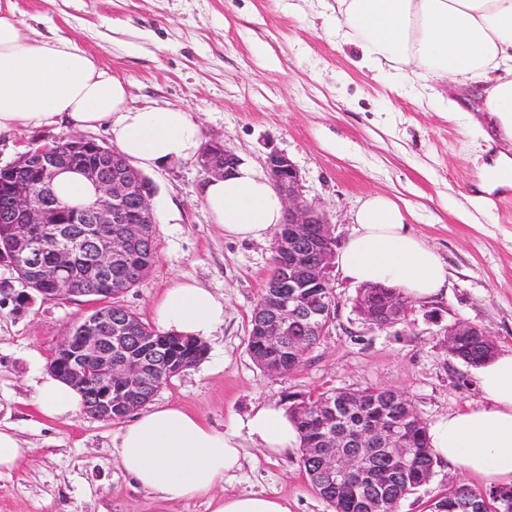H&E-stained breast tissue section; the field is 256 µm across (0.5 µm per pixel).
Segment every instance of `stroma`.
Segmentation results:
<instances>
[{"mask_svg":"<svg viewBox=\"0 0 512 512\" xmlns=\"http://www.w3.org/2000/svg\"><path fill=\"white\" fill-rule=\"evenodd\" d=\"M10 2L35 37L70 40L128 80L131 106L191 112L204 140L224 141L259 168L269 153H285L305 197L326 211L336 243L350 235L361 201L380 193L407 209L413 231L448 269L447 294L410 303L405 319L386 329L358 316L357 285L334 271L333 321L297 370L270 378L254 365L247 338L271 271L272 239L224 237L201 200L207 175L198 158L146 170L155 187L156 262L118 304L153 322L155 304L177 277L224 301L206 357L164 384L153 404L185 408L219 430L262 403L331 389L403 391L427 423L482 404L474 367L448 355L443 333L468 322L487 331L497 351L512 350V191L471 211L477 163L492 152L438 107L450 97L475 111L479 87L445 80L412 88L374 77L359 66V49L337 35L335 0ZM70 132L53 124L1 134L0 166ZM101 305L75 295L0 307V427L11 426L30 451L0 473V512H212L204 499L158 505L122 471L123 422L85 412L49 419L33 405L60 336ZM453 482L478 485L438 464L398 512H430ZM216 492L283 498L290 512H332L299 454L273 457L251 445L241 470Z\"/></svg>","mask_w":512,"mask_h":512,"instance_id":"35a3bbf8","label":"stroma"}]
</instances>
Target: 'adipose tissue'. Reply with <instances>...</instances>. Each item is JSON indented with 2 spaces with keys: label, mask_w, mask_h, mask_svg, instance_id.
<instances>
[{
  "label": "adipose tissue",
  "mask_w": 512,
  "mask_h": 512,
  "mask_svg": "<svg viewBox=\"0 0 512 512\" xmlns=\"http://www.w3.org/2000/svg\"><path fill=\"white\" fill-rule=\"evenodd\" d=\"M338 31L356 43L375 75L409 82L440 79L485 83L484 110L502 147L483 165L478 188L493 192L495 174L512 169V0H336ZM126 82L66 40L31 38L13 8H0V134L42 122L77 129L107 126L116 147L149 168L197 154L202 131L178 107L135 108ZM203 204L225 237L263 240L284 220L283 202L269 178L240 164L201 186ZM344 278L382 284L408 300L429 302L447 291L448 271L407 222L398 202L368 195L338 257ZM165 331L204 339L224 322V303L211 291L176 280L154 307ZM485 405L436 418L428 427L430 451L487 486L512 483V351L476 370ZM34 404L46 417L75 416L80 394L45 376ZM285 456L300 435L283 405L269 401L218 430L177 406L138 415L119 435L118 461L135 483L161 504L208 498L212 512H289L285 500L264 494L219 497L217 485L240 470L245 444Z\"/></svg>",
  "instance_id": "ef3b65f1"
}]
</instances>
